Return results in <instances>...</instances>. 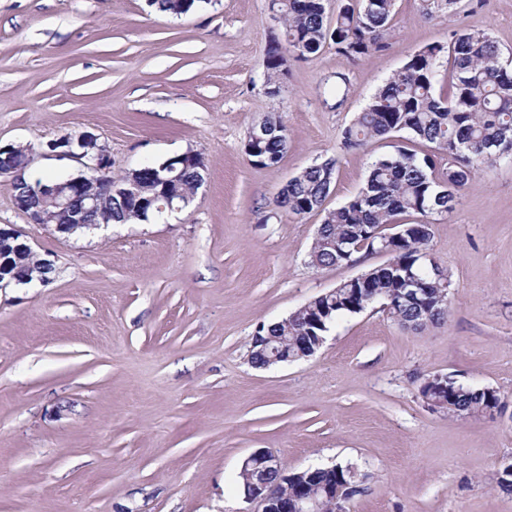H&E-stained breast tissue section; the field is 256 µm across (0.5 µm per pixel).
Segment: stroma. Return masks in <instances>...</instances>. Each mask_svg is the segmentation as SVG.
I'll return each instance as SVG.
<instances>
[{"instance_id":"stroma-1","label":"stroma","mask_w":512,"mask_h":512,"mask_svg":"<svg viewBox=\"0 0 512 512\" xmlns=\"http://www.w3.org/2000/svg\"><path fill=\"white\" fill-rule=\"evenodd\" d=\"M396 0L385 50L325 46L290 59L278 96L264 60L268 0H210L175 17L148 0H0V144L89 131L112 175L188 150L207 171L193 202L149 224L62 238L28 223L0 177V224L55 265L45 285L0 291V512H248L243 460L288 473L350 464L347 512H512V161L476 173L432 224L429 255L451 313L412 331L381 304L340 317L308 359L250 362L258 323L384 263L312 266L321 222L275 205L306 166L337 158L326 208L391 147L342 133L408 56L483 30L512 58V0H459L434 19ZM281 117L288 147L257 167L243 145ZM497 389L496 418L431 409L429 375Z\"/></svg>"}]
</instances>
